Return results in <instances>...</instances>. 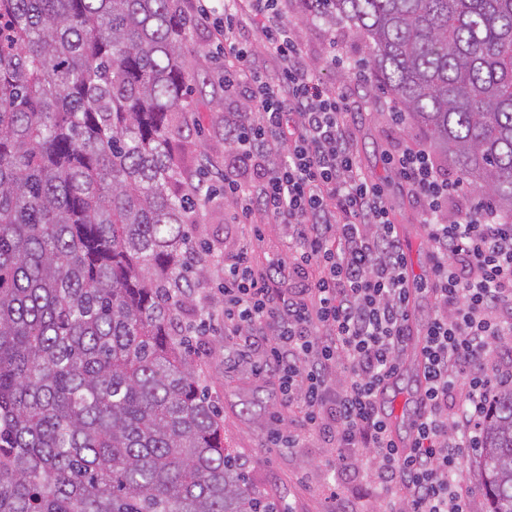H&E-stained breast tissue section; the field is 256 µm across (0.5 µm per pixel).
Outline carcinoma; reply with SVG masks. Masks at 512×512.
Instances as JSON below:
<instances>
[{
	"label": "carcinoma",
	"instance_id": "1",
	"mask_svg": "<svg viewBox=\"0 0 512 512\" xmlns=\"http://www.w3.org/2000/svg\"><path fill=\"white\" fill-rule=\"evenodd\" d=\"M366 42L433 153L512 216V0H307ZM176 0H0V512H261L180 314L219 205L175 152L194 112ZM512 512V387L482 420Z\"/></svg>",
	"mask_w": 512,
	"mask_h": 512
}]
</instances>
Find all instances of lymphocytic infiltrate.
I'll return each mask as SVG.
<instances>
[{
	"label": "lymphocytic infiltrate",
	"mask_w": 512,
	"mask_h": 512,
	"mask_svg": "<svg viewBox=\"0 0 512 512\" xmlns=\"http://www.w3.org/2000/svg\"><path fill=\"white\" fill-rule=\"evenodd\" d=\"M182 9L238 62L225 87L245 89L227 167L247 178H225L224 197L242 216L257 210L287 225L293 241L272 271L258 272L244 252L225 265V331L245 336L255 371L279 379L283 407L299 409L322 442L370 449L381 489L408 492L400 512H472L454 476L464 449L482 445L492 386L512 384V220L488 205L449 212L462 184L425 143L391 155L421 210L436 298L419 333L415 437L400 453L379 394L411 334L406 262L381 187L359 169L347 97L308 64L282 0H184ZM257 41L277 59L276 75L246 68ZM284 275L295 287H281Z\"/></svg>",
	"instance_id": "1"
}]
</instances>
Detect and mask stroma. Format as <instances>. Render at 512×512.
Returning a JSON list of instances; mask_svg holds the SVG:
<instances>
[{"mask_svg":"<svg viewBox=\"0 0 512 512\" xmlns=\"http://www.w3.org/2000/svg\"><path fill=\"white\" fill-rule=\"evenodd\" d=\"M288 17L299 31L305 58L324 84L350 96L349 125L358 165L367 178L381 184L390 217L400 229L409 272L422 288L413 306V322L422 324L432 302L430 248L418 205L387 163L403 140L418 137L419 132L410 125L400 129L391 125L380 107L388 97L386 91L355 87L347 65L367 57L359 33L333 20L307 21L296 0L289 4ZM186 45L197 110L182 138L193 144L197 159L186 169L185 178L192 185L220 189L224 186V159L230 150L225 120L242 110L243 101L239 93L225 90L224 70L213 58L215 48L206 30H189ZM233 212L229 205L221 211L204 212L194 231L195 241L212 246L219 256L196 290L197 306L216 316L224 306V259L245 249L254 266L264 270L287 258L290 247L286 225L259 214L237 222ZM244 349L243 337L224 338L209 330L194 339L191 355L201 384L224 422V446L242 465L251 491L275 503L280 512H326L334 489L348 512H381L369 450L359 449L354 458L341 460L298 416L281 410L277 379L255 375ZM278 425L300 435L298 447H270L269 434Z\"/></svg>","mask_w":512,"mask_h":512,"instance_id":"obj_1","label":"stroma"}]
</instances>
